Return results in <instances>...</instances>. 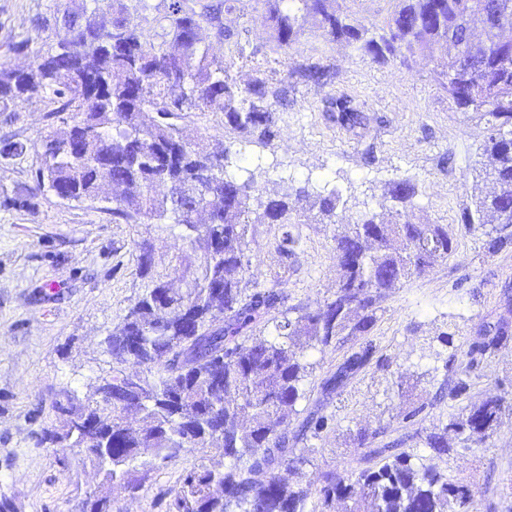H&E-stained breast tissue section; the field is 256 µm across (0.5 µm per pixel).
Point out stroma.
I'll return each instance as SVG.
<instances>
[{"label":"stroma","instance_id":"35a3bbf8","mask_svg":"<svg viewBox=\"0 0 512 512\" xmlns=\"http://www.w3.org/2000/svg\"><path fill=\"white\" fill-rule=\"evenodd\" d=\"M89 0H0V64L25 66L30 55L9 51L10 43L30 36L54 40L58 29L39 30L37 20L50 5L75 9ZM395 0H344L342 8L375 34H382ZM230 39L203 38L211 53L231 63L244 82L258 76L272 83L287 80L288 93L276 114L272 148L248 142L224 126L218 112L196 113L181 121L186 139L202 135L222 140L245 155L262 195L308 187L340 195L339 218L354 223L369 211L393 203L385 193L392 181H410L416 195L405 211L411 219L447 225L455 250L428 274L404 282L383 299L370 337L390 370L369 367L334 396L325 412L334 423L310 440V462L297 483L308 492L304 512H315L319 476L327 470H357L364 449L349 445L357 428L385 427L375 447L403 441L414 448V430L434 431L485 396L512 405V340L477 366L467 367L469 343L486 331L512 327V247L487 249L489 226L466 229L462 212L490 181L484 144L485 120L456 107L434 75L451 51L439 44L430 53L405 55L382 63L358 45L333 42L306 26L289 49H282L265 23L262 0H240L224 16ZM316 78L290 77L298 67ZM344 97L362 111L363 124H339L322 109L325 100ZM47 102L33 98L20 111L0 112V140L22 142L24 157L0 162V490L16 498L21 512H80L83 499L101 495V478L79 465L76 451L61 464L56 449L40 442L41 430L57 425L52 408L58 392L88 393L98 378L112 374L104 339L141 294L138 242L152 245L156 259L184 256L181 228L117 224L108 203H77L41 194L33 208L4 205V197L25 194L39 164L33 149L52 129ZM300 246L282 258L271 242L272 224L254 227L251 267L260 283H280L292 302L312 304L330 297L339 275L333 250L335 225L314 217L293 225ZM452 334V345L440 337ZM404 376L408 398H400L393 375ZM467 391L452 397L457 381ZM424 405L415 425L399 413L407 400ZM426 463L475 492L474 512H512V414L488 444L457 447L441 456L422 449ZM217 448L184 453L160 467L135 498L119 497L112 512H163L161 497L177 489L182 470L220 459Z\"/></svg>","mask_w":512,"mask_h":512}]
</instances>
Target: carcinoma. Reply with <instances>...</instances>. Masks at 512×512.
<instances>
[{"instance_id":"cac0c4a2","label":"carcinoma","mask_w":512,"mask_h":512,"mask_svg":"<svg viewBox=\"0 0 512 512\" xmlns=\"http://www.w3.org/2000/svg\"><path fill=\"white\" fill-rule=\"evenodd\" d=\"M161 2L166 27L157 47L143 43L135 22L145 0H108L104 11L55 9L42 26L65 20L64 35L38 47L30 37L21 39L13 49L32 54L31 64L0 65V112L41 95L52 105L48 117L59 122L39 144L33 187L17 199L19 206L32 205L44 191L68 201H113L115 222L181 226L192 251L179 265H165L155 261L148 243L139 244L144 290L104 341L113 363L138 366L125 372L136 382L126 390L112 386L110 406L100 402L102 380L82 398L64 392L55 402L60 425L43 429L41 442L79 449L102 475L108 495L85 499L83 512H112V497L136 495L159 466L206 446L223 449L229 465L184 471L165 512H304L307 491L291 479L309 458L293 444L319 438L333 421L319 408L366 368L384 366L373 340L360 343L322 384L318 410L290 437L283 420L298 414L305 398V352L369 334L382 300L447 259L454 241L448 226L412 222L398 210L389 219L366 213L345 224L336 214L334 192L315 196L300 187L294 204L288 193L264 200L252 181L229 173L224 143L186 141L180 121L192 112H222L224 125L271 146L285 89L260 77L238 84L230 66L201 46L205 27L220 40L226 37L224 12L236 0L199 10L187 0ZM264 2L280 46L295 43L311 20L327 39L357 44L382 62L402 47L423 54L435 42L459 43L483 23L473 0H398L388 32L376 37L340 13L337 0ZM467 51L473 69L452 56L438 78L459 107L487 118L485 152L493 160L494 188L476 196L461 222L494 225L488 249L497 252L512 245V42L497 45L489 35ZM325 108L350 126L364 120L346 99L328 101ZM158 185L165 194H155ZM387 195L407 204L415 187L395 181ZM314 208L320 223L337 226L341 276L331 297L314 306L292 304L286 289L252 282L249 232L254 224L278 225L274 248L286 258L300 245L290 225ZM173 275L185 287H170ZM511 337L498 327L491 338L473 342L468 364ZM503 408V397L486 398L450 415L424 443L446 454L452 433L466 445H483L497 431ZM383 433V427H361L352 436L353 447L369 449L367 466L324 473L318 512H336L338 503L345 512H471L468 486L406 449L371 447Z\"/></svg>"}]
</instances>
